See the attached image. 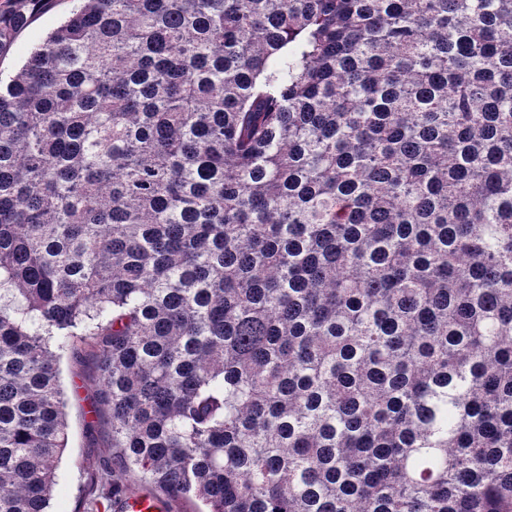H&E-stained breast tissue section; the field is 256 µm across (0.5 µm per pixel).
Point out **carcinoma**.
<instances>
[{"instance_id": "carcinoma-1", "label": "carcinoma", "mask_w": 512, "mask_h": 512, "mask_svg": "<svg viewBox=\"0 0 512 512\" xmlns=\"http://www.w3.org/2000/svg\"><path fill=\"white\" fill-rule=\"evenodd\" d=\"M85 349L75 512H512V0H73L0 83V512ZM112 480L121 481L130 486L132 491L139 492L129 494L123 499L117 507L119 512H161L164 510L152 495L147 494L151 493L150 486L141 482L136 474H126L122 476L114 474L113 477L105 476L106 482H112Z\"/></svg>"}]
</instances>
